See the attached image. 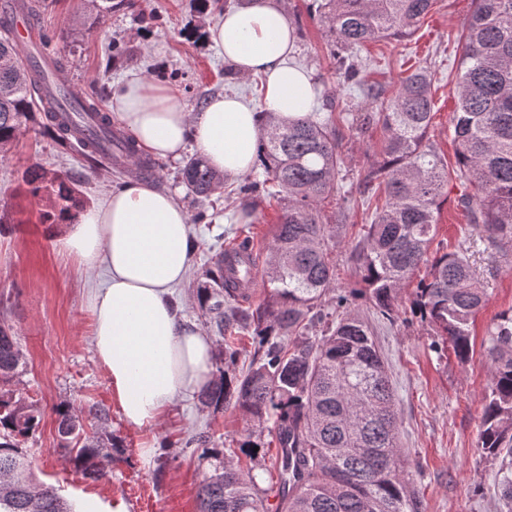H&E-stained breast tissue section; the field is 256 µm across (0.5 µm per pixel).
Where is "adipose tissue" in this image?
I'll return each instance as SVG.
<instances>
[{
	"instance_id": "obj_1",
	"label": "adipose tissue",
	"mask_w": 512,
	"mask_h": 512,
	"mask_svg": "<svg viewBox=\"0 0 512 512\" xmlns=\"http://www.w3.org/2000/svg\"><path fill=\"white\" fill-rule=\"evenodd\" d=\"M209 33L241 77H262L259 105L224 94L195 112L171 88L132 79L117 117L146 153L178 159L192 143L217 171L243 175L255 165L264 113L288 120L309 111L311 75L289 63L295 34L277 0H245ZM57 245L86 272L105 269L106 284L92 301L95 358L125 423L153 428L176 396L212 379L216 346L178 322L171 297L197 248L186 210L172 194L130 182L63 225Z\"/></svg>"
}]
</instances>
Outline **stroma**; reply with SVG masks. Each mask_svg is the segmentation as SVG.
I'll list each match as a JSON object with an SVG mask.
<instances>
[{
  "label": "stroma",
  "mask_w": 512,
  "mask_h": 512,
  "mask_svg": "<svg viewBox=\"0 0 512 512\" xmlns=\"http://www.w3.org/2000/svg\"><path fill=\"white\" fill-rule=\"evenodd\" d=\"M280 3L289 20L301 26L293 61L312 73L318 91L315 110L357 111L360 94L336 69L333 42L315 0ZM238 4L212 0L201 12L194 0H116L101 17L95 0H46L34 24L65 63L75 91L95 100L101 111H109L115 90L132 78L174 87L196 108L219 92H235L255 103L262 96L260 79L241 78L207 36L208 25ZM473 8L472 0H436L411 37L371 43L359 52L368 80L390 89L416 68L432 72L434 115L428 136L450 164L456 161L451 89L462 54L459 37ZM382 137L377 128L345 141L343 187L366 204L352 212L336 237V287L341 292L359 285L350 251L385 200L383 192L366 193L362 184L366 171L382 159ZM34 164L70 178L86 207L98 204L107 191L138 180L172 192L186 209L198 243L187 278L173 293L184 302L181 320L200 328L205 317L196 287L205 281L213 258L248 239L258 259L266 260L280 206L263 195L252 223L238 219L243 205L238 189L263 180L262 169L228 179L224 194L199 199L181 180L182 161L154 159L153 175L144 178L127 165L104 159L89 163L79 150L58 145L35 124L0 152V324L14 330L24 356L22 372L6 388L43 412L38 430L20 441L37 481L58 489L78 512H197L199 483L215 461L192 444V437L202 432L227 445L251 424L239 409L204 406L193 392L177 397L151 430L126 425L91 344L92 297L106 275L101 270L87 275L76 260L59 252L57 225L42 223V207L22 181ZM457 195L450 190L441 206L436 241L444 251L466 250L487 289L488 302L472 325L469 360L459 362L449 348L434 349L431 327L411 315L419 275L403 288L392 318L362 300L353 307L371 324L397 390L402 462L423 512H499L500 463L482 456L478 442L492 365L488 330L499 313L512 308V247H492L472 233ZM95 405L108 410V422L90 416ZM67 407L83 414L86 434L104 430L119 441L108 478L85 479L73 464L58 434L57 411Z\"/></svg>",
  "instance_id": "obj_1"
}]
</instances>
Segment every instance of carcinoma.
<instances>
[{
	"label": "carcinoma",
	"mask_w": 512,
	"mask_h": 512,
	"mask_svg": "<svg viewBox=\"0 0 512 512\" xmlns=\"http://www.w3.org/2000/svg\"><path fill=\"white\" fill-rule=\"evenodd\" d=\"M462 35L459 72L452 87L456 103L452 141L456 166L448 169L427 139L433 117V77L415 70L400 79L394 93L360 78L353 53L380 39L409 37L432 11L435 0H324L319 15L334 38L344 77L366 97L363 112H348L346 131L364 135L384 131L383 162L371 167L365 184L381 187L385 203L375 209L351 258L365 295L380 314L396 308L406 281L420 265L427 272L415 289L411 311L440 336L434 343L452 347L465 362L469 327L487 301V289L464 250H431L448 183L461 188L459 202L472 230L492 243L512 244V0H474ZM0 149L17 139L35 112L45 114L43 128L58 142L72 144L82 133L50 98V76L18 62L6 25L0 24ZM97 121L91 145H79L91 162L101 143L129 156L138 149L132 137L112 130L108 115L93 102L80 104ZM344 131V132H346ZM344 132L333 117L306 114L284 121L267 117L257 159L265 175L286 193L272 228L270 257L262 276L269 288L263 304L242 306L247 291L224 279L230 259L243 261L240 277L250 278L255 258L242 250L215 258L207 281L196 294L224 349L217 356L219 377L201 396L203 403L242 410L255 430L235 449L210 447L206 435L191 442L215 460L197 490L198 512H269L267 490L256 467L243 469L241 457L258 461L255 448L272 424L278 445L276 512H421L401 467L400 419L388 368L370 324L336 292V229L348 217L351 197L341 193L346 158ZM187 189L207 198L224 187L225 176L201 156L181 169ZM28 194L43 202L42 223L61 224L78 207L69 179L38 166L22 176ZM337 201L335 223L322 204ZM237 330H250L258 344L249 369L237 373ZM492 356L490 393L480 433L481 453L506 463L501 496L512 504V308L500 313L489 331ZM23 354L11 328L0 326V381L19 373ZM58 434L76 438L82 419L69 408L58 412ZM41 409L10 391L0 390V512H73L52 486L36 481L31 461L19 446L39 427ZM102 436L85 438L74 465L99 481L111 471L112 454Z\"/></svg>",
	"instance_id": "carcinoma-1"
}]
</instances>
